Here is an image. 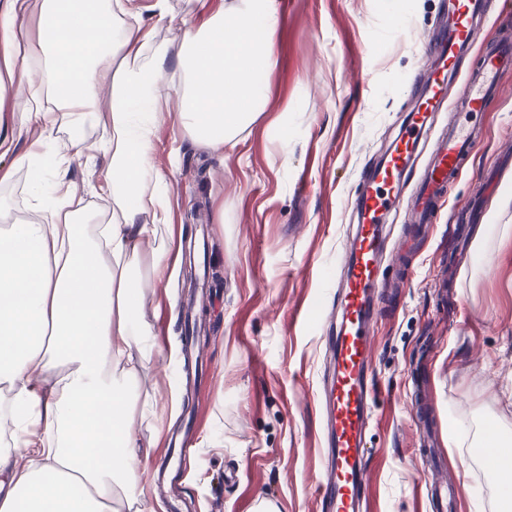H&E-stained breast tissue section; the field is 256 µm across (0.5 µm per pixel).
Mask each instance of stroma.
Listing matches in <instances>:
<instances>
[{"label": "stroma", "instance_id": "stroma-1", "mask_svg": "<svg viewBox=\"0 0 512 512\" xmlns=\"http://www.w3.org/2000/svg\"><path fill=\"white\" fill-rule=\"evenodd\" d=\"M128 0H106L114 37L134 20ZM151 45L168 49L165 83L176 82L182 21L223 11L228 0H135ZM444 0H277V64L267 75L264 112L236 147L217 151L176 125V101L157 124L152 162L164 179L171 222L168 278L154 283L150 249L130 257L139 276L143 319L156 347L138 366L134 396L152 412L131 430L148 453L140 485L155 512L169 465V437L183 413L195 423L198 463L188 484L167 486L193 512H315L323 467V409L331 308L349 241L358 175L378 166L405 124L411 93L424 89L420 54L434 39ZM512 30V14L480 18L459 68L477 73L486 43ZM483 112L456 111L458 84L447 89L434 133L450 119L480 137L450 185L429 236L413 243L410 270L384 269L386 283L408 285L377 308L372 334L376 390L369 448V512H431V456L443 453L460 477L458 512H505L492 464L479 441L491 433L512 444V240L488 232L512 227V74ZM58 143L78 138L80 158L62 180L102 223L110 205L100 191L105 163L101 122L75 127L61 115ZM30 175L0 183L13 220L36 218ZM207 239L205 331L194 361L181 352L189 262L179 246Z\"/></svg>", "mask_w": 512, "mask_h": 512}]
</instances>
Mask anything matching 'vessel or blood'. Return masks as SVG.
I'll return each mask as SVG.
<instances>
[{"instance_id": "b4317fda", "label": "vessel or blood", "mask_w": 512, "mask_h": 512, "mask_svg": "<svg viewBox=\"0 0 512 512\" xmlns=\"http://www.w3.org/2000/svg\"><path fill=\"white\" fill-rule=\"evenodd\" d=\"M484 8L483 0H451L447 24L442 25L437 43L425 50L429 68L425 92L415 100L384 163L360 179L362 191L354 200L357 224L336 292L340 320L335 335L328 339L330 369L321 391L326 443L325 469L316 490L321 512L367 509L364 444L373 394L368 385L370 323L383 258L391 249L401 254L407 251L403 240H390L383 220L389 211L405 204L411 206L418 224L429 225L449 183L459 176L464 159L475 148L469 128L449 127L436 138L412 198H405L404 185L416 167L420 137L442 104L448 82L457 75V60L470 47L474 21ZM507 71H512V38L499 37L487 45L482 70L462 85L463 109L480 111L487 98L499 91L500 77Z\"/></svg>"}]
</instances>
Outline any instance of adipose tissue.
<instances>
[{
    "label": "adipose tissue",
    "instance_id": "adipose-tissue-1",
    "mask_svg": "<svg viewBox=\"0 0 512 512\" xmlns=\"http://www.w3.org/2000/svg\"><path fill=\"white\" fill-rule=\"evenodd\" d=\"M33 15L37 35L29 41L23 24ZM61 23L71 41L59 38ZM279 23L276 0H232L224 12L186 24L176 94L187 134L216 149L233 146L257 120ZM146 42L133 29L113 44L111 13L86 0H0V111L18 114L16 125L0 124V146L25 131L29 147L16 164L31 171L40 212L0 228V388L10 423L0 448V512H153L136 491L144 452L129 429L136 363L153 344L124 262L169 222L151 163L168 98L166 53L145 58ZM39 54L71 64L53 71L50 109L41 88L29 87L21 103L14 91L23 80L18 60ZM105 84L112 101L103 183L115 207L106 223L90 225L80 220L76 192L46 176L80 154L76 140L64 152L55 146L59 113L82 124ZM146 211L152 223H137ZM50 371L56 379L43 386ZM19 453L28 460L22 468Z\"/></svg>",
    "mask_w": 512,
    "mask_h": 512
}]
</instances>
